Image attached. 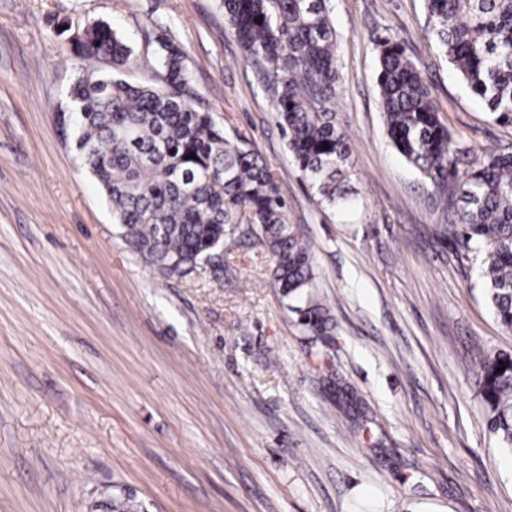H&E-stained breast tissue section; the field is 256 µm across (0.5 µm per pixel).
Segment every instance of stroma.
I'll return each mask as SVG.
<instances>
[{
    "mask_svg": "<svg viewBox=\"0 0 512 512\" xmlns=\"http://www.w3.org/2000/svg\"><path fill=\"white\" fill-rule=\"evenodd\" d=\"M327 5L364 201L344 218L302 179L220 0H0V512H96L124 488L150 512H512V454L474 386L512 330L386 135L380 41L401 42L470 153L512 152V127L439 56L425 0ZM93 21L127 40L133 83L153 82L159 39L184 51L193 107L274 173L329 335L302 334L255 237L185 276L125 243L57 129Z\"/></svg>",
    "mask_w": 512,
    "mask_h": 512,
    "instance_id": "obj_1",
    "label": "stroma"
}]
</instances>
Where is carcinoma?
I'll use <instances>...</instances> for the list:
<instances>
[{
  "label": "carcinoma",
  "instance_id": "cac0c4a2",
  "mask_svg": "<svg viewBox=\"0 0 512 512\" xmlns=\"http://www.w3.org/2000/svg\"><path fill=\"white\" fill-rule=\"evenodd\" d=\"M222 2L246 55L265 63L276 123L303 178L339 214L359 210L362 199L342 184L352 142L333 108L339 75L327 0ZM426 10L440 55L491 121L512 126V0H426ZM73 41L85 70L57 122L111 202L126 241L163 272L174 265L187 275L251 224L275 258L274 280L297 324L309 336L328 335L333 319L313 295V262L300 228L288 223L274 173L246 138L230 137L212 113L191 105L182 49L161 43L155 82L139 85L93 69L101 59L129 62L132 50L111 25L92 22ZM377 86L399 155L434 186L455 184V235L482 254L489 306L512 330V153L485 150L459 174L462 149L416 64L393 40L380 43ZM475 385L488 430L512 451V354L484 359ZM111 507L142 509L129 495L112 497Z\"/></svg>",
  "mask_w": 512,
  "mask_h": 512
}]
</instances>
